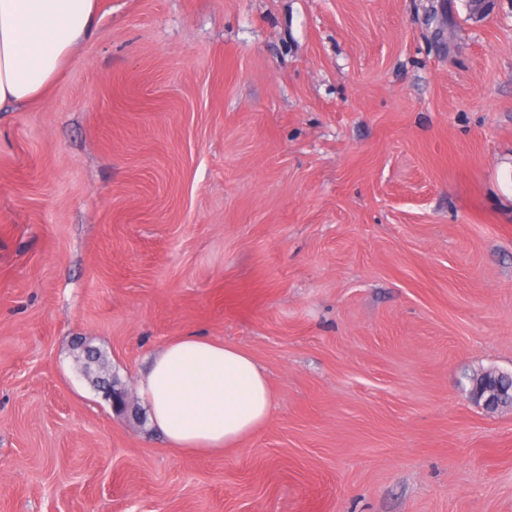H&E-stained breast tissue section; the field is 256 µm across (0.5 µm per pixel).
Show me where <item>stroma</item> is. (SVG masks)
Returning a JSON list of instances; mask_svg holds the SVG:
<instances>
[{
  "instance_id": "35a3bbf8",
  "label": "stroma",
  "mask_w": 512,
  "mask_h": 512,
  "mask_svg": "<svg viewBox=\"0 0 512 512\" xmlns=\"http://www.w3.org/2000/svg\"><path fill=\"white\" fill-rule=\"evenodd\" d=\"M512 0H97L0 109V512H512ZM192 333L268 421L168 448L131 405Z\"/></svg>"
}]
</instances>
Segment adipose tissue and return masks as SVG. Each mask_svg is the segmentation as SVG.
Instances as JSON below:
<instances>
[{"instance_id": "adipose-tissue-1", "label": "adipose tissue", "mask_w": 512, "mask_h": 512, "mask_svg": "<svg viewBox=\"0 0 512 512\" xmlns=\"http://www.w3.org/2000/svg\"><path fill=\"white\" fill-rule=\"evenodd\" d=\"M96 20V0H0V107L38 99ZM151 427L175 451L221 453L264 424L273 398L245 351L201 336L168 342L140 378Z\"/></svg>"}]
</instances>
